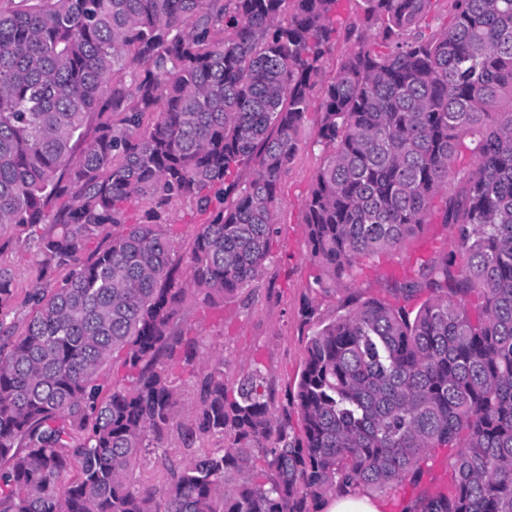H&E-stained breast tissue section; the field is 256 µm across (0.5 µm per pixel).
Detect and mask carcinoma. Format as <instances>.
<instances>
[{
    "instance_id": "1",
    "label": "carcinoma",
    "mask_w": 512,
    "mask_h": 512,
    "mask_svg": "<svg viewBox=\"0 0 512 512\" xmlns=\"http://www.w3.org/2000/svg\"><path fill=\"white\" fill-rule=\"evenodd\" d=\"M9 2L0 228L35 229L43 286L18 334L0 267V512H310L352 486L416 484L438 448L455 449V490L403 512H512V0H447L430 34L441 0H361L328 80L341 0ZM316 96V288L427 224L456 249L327 324L305 300L307 357L277 406L257 373L227 387L224 358L178 323L188 299L215 305L261 276ZM137 198L150 208L109 234ZM177 200L209 213L185 283ZM116 358L129 386L106 389ZM175 368L198 379L187 439L227 445L142 490V450L179 413Z\"/></svg>"
}]
</instances>
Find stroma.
Returning a JSON list of instances; mask_svg holds the SVG:
<instances>
[{"label":"stroma","instance_id":"obj_1","mask_svg":"<svg viewBox=\"0 0 512 512\" xmlns=\"http://www.w3.org/2000/svg\"><path fill=\"white\" fill-rule=\"evenodd\" d=\"M316 114H308L301 130V149L280 182L278 234L264 274L239 292L234 299L216 307L199 302L188 303L182 329L199 341L202 352L222 355L224 382L235 386L252 373H261L272 384L277 396L295 390L302 372L306 345L310 336L297 311L305 298H314L318 315L334 319L343 311L344 292L314 293V268L308 257L307 226L303 202L317 171L327 154L316 143ZM168 221L176 233V255L182 274H189V254L193 237L206 216L189 201L174 202ZM455 241L448 229L437 224L424 226L403 252L379 257L359 273L355 290L362 298L384 294L387 279L402 274L417 257H435L440 251L454 249ZM0 266L15 274L16 324H23L30 308L28 294L35 288L38 269L30 230L10 226L0 230ZM223 438L209 436L185 447L179 428H171L164 440L165 461L155 457L141 460L132 472L137 487L155 490L169 479L168 463L182 461L187 450L204 455L220 452Z\"/></svg>","mask_w":512,"mask_h":512}]
</instances>
